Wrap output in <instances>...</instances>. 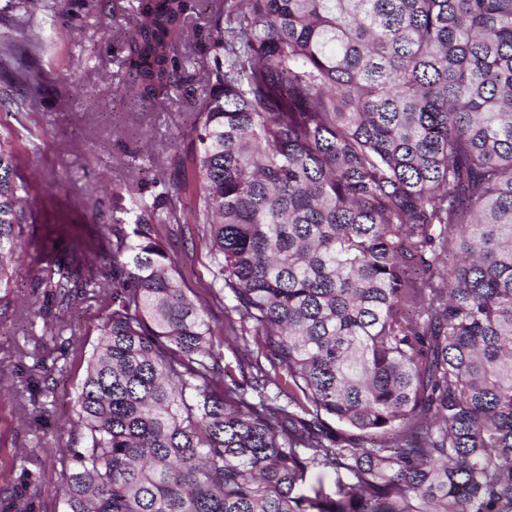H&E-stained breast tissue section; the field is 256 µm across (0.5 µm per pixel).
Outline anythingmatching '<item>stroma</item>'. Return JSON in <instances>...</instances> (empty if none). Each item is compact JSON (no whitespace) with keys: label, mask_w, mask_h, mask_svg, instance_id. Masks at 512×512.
<instances>
[{"label":"stroma","mask_w":512,"mask_h":512,"mask_svg":"<svg viewBox=\"0 0 512 512\" xmlns=\"http://www.w3.org/2000/svg\"><path fill=\"white\" fill-rule=\"evenodd\" d=\"M116 10H101L97 0H54V12L41 32L42 52H27L26 41L11 21L0 16V40L16 46L0 73V141L12 143L23 157L20 175L30 184L34 201L33 232L7 288L0 290V366L9 377L0 394V512H15L11 493L26 484L32 512H63L58 466L48 455L61 421L72 412L76 387L85 375L95 343L99 310L90 301L64 332L66 370L54 395L46 399L42 422L30 418L25 391L28 370L36 361L34 340L40 321L24 310L29 285L46 255L50 225L65 236L96 243L102 230L99 211L111 206L115 188L131 186L144 196L162 191L161 164L173 153L190 151V109L181 101L157 106L123 99L119 85L124 69L113 54L121 27L133 16L135 0H115ZM215 5L204 0L188 27L185 66L203 74L211 64L205 37ZM41 71L40 84L17 88L12 75ZM70 86L68 104L58 98ZM194 225L175 228L179 269L196 299L209 302L210 258L204 246L191 245ZM32 453L27 468L18 456Z\"/></svg>","instance_id":"35a3bbf8"}]
</instances>
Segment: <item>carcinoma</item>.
I'll list each match as a JSON object with an SVG mask.
<instances>
[{
  "label": "carcinoma",
  "instance_id": "cac0c4a2",
  "mask_svg": "<svg viewBox=\"0 0 512 512\" xmlns=\"http://www.w3.org/2000/svg\"><path fill=\"white\" fill-rule=\"evenodd\" d=\"M196 6L137 0L120 42L122 97L191 105V174L175 153L151 200L113 191L102 244L54 242L30 285L60 352L100 300L44 449L64 512H512V0H222L199 88ZM5 9L41 50L28 0ZM20 165L1 142L0 287L31 219ZM191 187L218 333L168 241ZM58 372L30 371L32 413ZM216 4L213 2H205L199 9V12L192 14L190 25L188 26V42L183 49L185 55V66L193 73L197 74L200 79L211 65V57L207 53L205 37L212 25L213 11ZM246 352L243 350H236L234 347L224 345V370L228 376H224V381L230 383V377H234L237 380H241V369L242 367L245 372L249 373ZM241 364V365H240Z\"/></svg>",
  "mask_w": 512,
  "mask_h": 512
}]
</instances>
